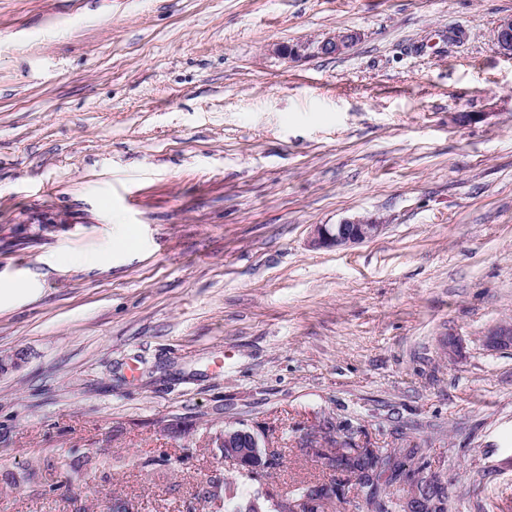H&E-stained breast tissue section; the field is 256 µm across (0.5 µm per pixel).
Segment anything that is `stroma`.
<instances>
[{"mask_svg": "<svg viewBox=\"0 0 512 512\" xmlns=\"http://www.w3.org/2000/svg\"><path fill=\"white\" fill-rule=\"evenodd\" d=\"M512 0H0V512H218L403 453L512 512ZM353 30L349 53L282 43ZM472 121H464V114ZM354 216L377 238L316 249ZM462 350L449 358L448 342ZM272 432L260 482L211 435ZM79 484L58 489L62 464ZM486 344L493 349L512 347V321H501L488 328ZM235 498L234 491L231 489L230 485L224 483V508H226V501H228L229 510H225L228 512H245L246 504L250 501V506L253 508V511L250 512H269L267 509H271L272 506L267 503V499H265L262 495H256L251 500L249 499L243 504L236 505L233 502Z\"/></svg>", "mask_w": 512, "mask_h": 512, "instance_id": "35a3bbf8", "label": "stroma"}]
</instances>
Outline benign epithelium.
I'll list each match as a JSON object with an SVG mask.
<instances>
[{"label": "benign epithelium", "instance_id": "1", "mask_svg": "<svg viewBox=\"0 0 512 512\" xmlns=\"http://www.w3.org/2000/svg\"><path fill=\"white\" fill-rule=\"evenodd\" d=\"M358 41V34L352 30L330 34L317 43L280 44L276 51L298 61L311 54L340 56L347 53ZM495 49L512 57V17L501 21L494 37ZM382 229L380 221L373 218L354 217L339 224H316L311 232V245L315 248H348L375 238ZM486 344L493 349L512 347V321H501L486 332ZM213 441L222 449L224 461L250 474H257L279 463L280 453L270 446L266 437H260L244 424L226 425L215 434ZM334 494L329 492L318 499L285 498L271 506L261 495L250 500L253 512H269L274 507L280 512H328V505Z\"/></svg>", "mask_w": 512, "mask_h": 512}]
</instances>
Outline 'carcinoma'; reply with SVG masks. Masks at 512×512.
I'll list each match as a JSON object with an SVG mask.
<instances>
[{
	"mask_svg": "<svg viewBox=\"0 0 512 512\" xmlns=\"http://www.w3.org/2000/svg\"><path fill=\"white\" fill-rule=\"evenodd\" d=\"M330 465L347 473L358 481L359 485L373 490L369 504L374 512H399V501L403 495L392 493L378 497L374 493L383 473H388L386 481L392 482L401 474L404 466L402 459L389 455L379 458L370 448H348L342 453L329 457ZM426 492L408 503L410 512H446V495L444 486L434 476L425 483Z\"/></svg>",
	"mask_w": 512,
	"mask_h": 512,
	"instance_id": "obj_1",
	"label": "carcinoma"
}]
</instances>
